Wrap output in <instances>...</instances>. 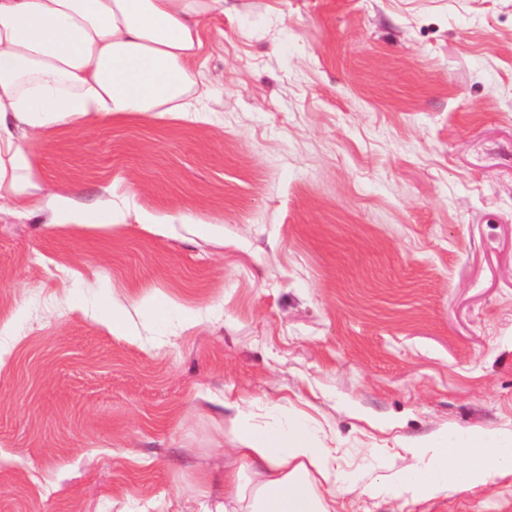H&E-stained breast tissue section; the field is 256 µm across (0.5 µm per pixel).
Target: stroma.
Here are the masks:
<instances>
[{
    "instance_id": "35a3bbf8",
    "label": "stroma",
    "mask_w": 512,
    "mask_h": 512,
    "mask_svg": "<svg viewBox=\"0 0 512 512\" xmlns=\"http://www.w3.org/2000/svg\"><path fill=\"white\" fill-rule=\"evenodd\" d=\"M196 66L203 118L25 143L43 193L125 219L0 206V512H193L240 398L364 485L512 431V0H225ZM338 512H512V476ZM95 219L96 216L87 210L73 207L66 197H54V216L51 224L84 226L92 223Z\"/></svg>"
}]
</instances>
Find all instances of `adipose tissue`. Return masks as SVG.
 Masks as SVG:
<instances>
[{
  "instance_id": "ef3b65f1",
  "label": "adipose tissue",
  "mask_w": 512,
  "mask_h": 512,
  "mask_svg": "<svg viewBox=\"0 0 512 512\" xmlns=\"http://www.w3.org/2000/svg\"><path fill=\"white\" fill-rule=\"evenodd\" d=\"M224 0H0V203L36 207L31 132L81 119L183 114L209 89L194 65ZM224 500L214 512H336L352 492L335 449L304 419L262 429L237 408ZM403 465L368 495L428 501L512 476V436L439 432L404 447Z\"/></svg>"
}]
</instances>
